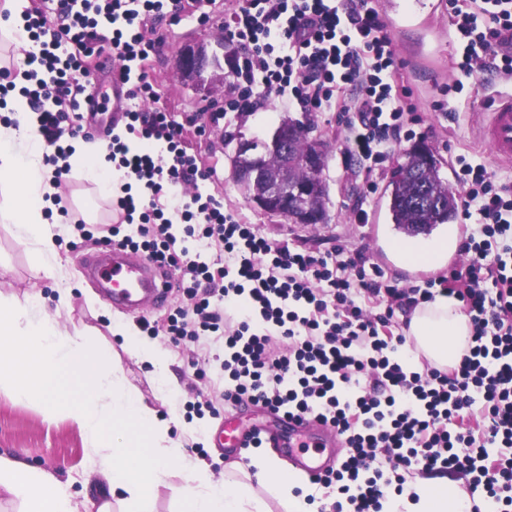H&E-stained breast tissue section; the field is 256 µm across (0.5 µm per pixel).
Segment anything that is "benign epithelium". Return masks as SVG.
<instances>
[{
    "mask_svg": "<svg viewBox=\"0 0 512 512\" xmlns=\"http://www.w3.org/2000/svg\"><path fill=\"white\" fill-rule=\"evenodd\" d=\"M176 67L182 78L202 88L216 81H224V64L217 52H208L201 43L183 46L176 58ZM307 122L295 120L290 123H279L271 134L268 143L264 144V152L254 153L251 143L241 140L230 157L233 179L245 192L247 200L265 214L284 218L291 224L316 225L310 207L303 205L292 208L288 205V182L276 179L267 193L259 197L251 192V187L258 177V167H248L243 159L248 157L256 161L268 159L269 153H278L283 167L288 163L297 164L301 170L316 175L325 165V145L318 138L305 135Z\"/></svg>",
    "mask_w": 512,
    "mask_h": 512,
    "instance_id": "obj_1",
    "label": "benign epithelium"
}]
</instances>
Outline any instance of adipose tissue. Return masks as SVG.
I'll return each instance as SVG.
<instances>
[{
    "label": "adipose tissue",
    "instance_id": "adipose-tissue-1",
    "mask_svg": "<svg viewBox=\"0 0 512 512\" xmlns=\"http://www.w3.org/2000/svg\"><path fill=\"white\" fill-rule=\"evenodd\" d=\"M14 121L0 123V223L13 225L29 246L39 271L63 279L64 263L56 247L55 225L47 218L57 188L44 163L43 138L25 98L7 104ZM73 160L84 178L105 198L112 195V173L98 147L84 140L71 143ZM113 335L153 367L159 392L174 402L179 385L166 353L154 341L138 336L126 323ZM409 334L431 364L458 363L470 337L464 315L447 296L419 308ZM0 392L17 402H38L47 419L65 416L76 422L89 445L90 480L104 488L97 512H153L152 506L170 476L182 477L181 512H271L259 488L276 490L283 512H312L305 497L295 495L301 473L286 468L268 453H258L249 481L213 482L206 461L187 454L174 429L176 414L162 415L128 384L120 363L94 346L82 331L61 330L36 295L25 300L0 295ZM413 495L388 498L382 512H448L459 502L447 478H416ZM16 497L21 512H77L66 482L27 462L0 454V495Z\"/></svg>",
    "mask_w": 512,
    "mask_h": 512
}]
</instances>
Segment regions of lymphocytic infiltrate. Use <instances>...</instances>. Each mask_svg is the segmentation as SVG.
I'll use <instances>...</instances> for the list:
<instances>
[{"label":"lymphocytic infiltrate","instance_id":"obj_1","mask_svg":"<svg viewBox=\"0 0 512 512\" xmlns=\"http://www.w3.org/2000/svg\"><path fill=\"white\" fill-rule=\"evenodd\" d=\"M58 2L52 19L41 8L26 10L42 75L20 89L11 70L1 69L0 101L17 89L28 98L57 179L68 171L69 139L84 132L80 97L90 58L111 53L130 99L153 102L151 111L127 112L141 148L105 136L104 159L124 178L115 205L137 226L133 236L116 225L111 232L158 268L178 271L175 286L193 306L170 313L172 340L203 331L223 337L225 401L335 424L348 452L318 483L336 487L349 512H381L386 495L402 493L414 471L464 477L469 495L511 508L512 170L490 168L477 152L456 156L465 261L438 278L403 286L361 251L270 242L240 208L197 194L180 208L185 236L222 245L231 260L211 270L189 248H177L158 201L168 185L209 180L215 171L183 149L185 127L160 106L146 69L130 67L164 42L156 27L163 0ZM448 14L458 78L433 109L456 120L465 79L491 71L512 81V0H448ZM224 40L237 53L224 62L228 91L211 123L274 100L311 122L333 113L341 160L362 179L353 219L368 223L377 177L422 124L410 90L396 79L401 62L375 0H225ZM150 141L165 142L170 161L146 150ZM440 293L469 320L467 352L446 369L410 370L401 354L406 338L392 332L396 318ZM372 303L379 312L369 311Z\"/></svg>","mask_w":512,"mask_h":512}]
</instances>
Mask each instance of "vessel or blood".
<instances>
[{"instance_id":"vessel-or-blood-1","label":"vessel or blood","mask_w":512,"mask_h":512,"mask_svg":"<svg viewBox=\"0 0 512 512\" xmlns=\"http://www.w3.org/2000/svg\"><path fill=\"white\" fill-rule=\"evenodd\" d=\"M477 130L493 159L512 163V92L482 109ZM86 275L99 283L109 282L105 300L133 315L143 314L149 305L164 303L173 283L171 277L156 271L148 258L117 244L93 257L87 264ZM279 422L281 429L272 438L274 446L292 468L308 477L324 474L326 463L322 455L327 439H334L340 447L345 444L332 425L318 419L283 416ZM245 442L237 420L225 419L217 446L240 448Z\"/></svg>"}]
</instances>
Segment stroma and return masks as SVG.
<instances>
[{
	"mask_svg": "<svg viewBox=\"0 0 512 512\" xmlns=\"http://www.w3.org/2000/svg\"><path fill=\"white\" fill-rule=\"evenodd\" d=\"M379 7L383 18L390 22L389 31L402 62L400 80L411 90L412 98L422 112L420 141L436 156L442 177L453 179L452 154L466 147L477 149L481 146L475 128V109L511 91L512 84L491 72L476 73L463 90L467 99L464 118L457 122L444 118L433 111L432 104L439 99L441 88L454 76L451 65L453 45L448 40V0H379ZM165 31V46L147 65L161 105L179 122L200 108L223 105V88L215 85L206 91L197 90L185 82L176 69V56L185 44L202 42L209 49H216L224 37L223 5H216L211 19L205 23L199 21L192 5H185L178 22L166 26ZM299 116L298 110L275 101L248 116L232 117L228 126L208 127L205 134L188 130L187 152L197 156L201 167L216 169L218 178L194 186H168L159 200L166 217H173L177 201L189 199L196 192L204 196L211 194L221 198L224 204L242 208L250 222L273 242L320 251L339 244L350 251L361 249L370 259H383L388 275L403 283L447 273L451 258L457 253V241L449 240V256L440 266L407 264L394 247L402 235L390 222L383 196H376L368 223H352L351 212L359 187L354 177L343 169L336 144V126L325 119L312 124L311 132L321 136L327 144L326 165L321 173L328 185L327 223L308 227L290 224L282 218L262 214L248 203L231 174L230 157L237 138L266 139L283 118ZM58 193L69 209L79 208L84 203L94 207L97 215L96 223L87 225L85 232L71 228L56 239L57 249L65 261L69 292L60 293L54 282L35 268L30 249L19 242L13 225L0 223V294L20 300L28 294H40L45 311L56 318L62 330L70 332L80 328L88 332L100 348L118 356L132 388L146 402L158 404V381L153 368L127 352L121 338L111 333L113 323L128 321V314L112 308L99 289L83 275L87 257L101 249L99 226L113 221L110 202L100 198L94 185L75 167L64 177ZM177 304L186 307L190 301L181 293H172L167 306L148 310L146 317L161 328L156 341L165 351L182 390V400L176 406L178 414L185 420H192L196 412L191 405L198 396L213 402L212 408L204 412L207 419L204 436L187 440L185 448L192 455L203 456L213 479L220 482L225 473L248 467L255 450L244 448L231 456L216 447L214 436L223 428L224 417L230 411L224 402V373L221 369L224 347L207 335L194 341H171L162 328L171 306ZM203 357L209 358L210 364L201 374L195 363ZM0 453L24 460L70 482L79 512H93L98 507L99 491L83 486L88 451L79 426L72 420L47 421L38 404L20 403L0 393Z\"/></svg>",
	"mask_w": 512,
	"mask_h": 512,
	"instance_id": "obj_1",
	"label": "stroma"
}]
</instances>
